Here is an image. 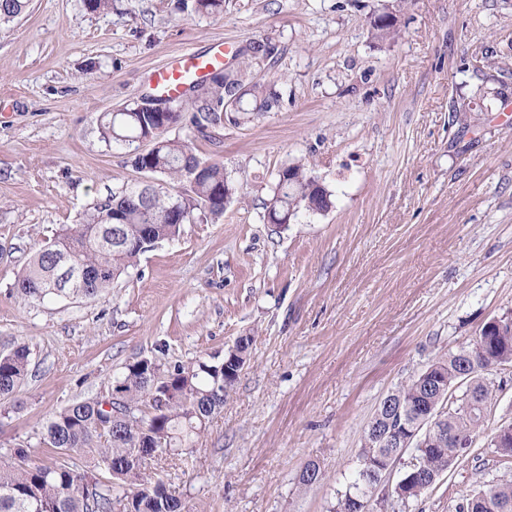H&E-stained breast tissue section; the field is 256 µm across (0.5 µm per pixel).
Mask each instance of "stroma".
<instances>
[{"label":"stroma","mask_w":512,"mask_h":512,"mask_svg":"<svg viewBox=\"0 0 512 512\" xmlns=\"http://www.w3.org/2000/svg\"><path fill=\"white\" fill-rule=\"evenodd\" d=\"M388 2L224 0L207 14L192 0H30L0 24V352L30 349L0 400V449L107 393L134 359L170 366L249 336L223 408L159 473L193 512H331L380 400L512 314V0H410L381 42L370 18ZM218 43L277 97L226 113L210 141L170 131L231 175L223 216L184 225L96 299L18 297L40 245L142 178L102 139L105 115L152 95L173 56ZM298 162L331 209L267 223L277 171ZM486 379L496 397L473 446L406 503L394 469L373 494L382 512H457L512 478L494 445L512 424V364ZM312 462L323 477L301 485Z\"/></svg>","instance_id":"obj_1"}]
</instances>
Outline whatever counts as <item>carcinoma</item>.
I'll list each match as a JSON object with an SVG mask.
<instances>
[{
	"instance_id": "carcinoma-1",
	"label": "carcinoma",
	"mask_w": 512,
	"mask_h": 512,
	"mask_svg": "<svg viewBox=\"0 0 512 512\" xmlns=\"http://www.w3.org/2000/svg\"><path fill=\"white\" fill-rule=\"evenodd\" d=\"M27 0H0V22L21 15ZM221 79L202 88L194 100L171 102L172 126H187L202 136L207 129L224 123L226 112H248L246 97L259 101L265 112L277 102L262 85L244 84L242 73L220 70ZM155 131L153 117L139 107L126 109L102 125V137L114 147L130 138L151 134L158 147L151 166L159 176L135 199L130 186L95 203L82 222L71 224L51 241L39 246L18 277L15 289L25 299L49 296L93 299L112 288L115 280L135 267L140 256L157 244L173 240L182 225L209 215L224 214V205L213 201L218 187L236 185L224 167L209 163L194 152L191 143ZM285 178H277L267 206V221L283 223L301 211H328L331 192L317 186L316 178L299 163L282 167ZM185 182L188 189L171 193L164 181ZM178 212L181 223L171 221ZM70 266L83 278L65 282ZM29 349L17 344L0 353V398H9L29 374ZM468 360L462 347L432 362L438 380L430 385L422 375L394 390L404 404L417 405L429 399L445 400L459 382L458 374ZM485 364L512 363V334L497 337L487 351ZM238 379L224 373V358L196 360L163 367L155 359L141 357L124 366L115 378L122 403L112 393L76 400L56 411L45 423L38 446L19 445L9 449L12 462L0 466V512H186L180 498L170 493L156 472L148 469L147 455L155 451L192 448L206 429L209 418L224 407V397ZM494 390L482 374L470 386V395L456 400L443 415L434 434L435 446L417 451L420 478L408 484V498L416 499L459 459L457 442L476 435L485 417L480 406L491 407ZM90 453L93 465L80 459ZM37 454L49 461H36ZM381 475L363 477L358 470L353 481L331 512H344L348 496L370 497ZM458 512H512V481L491 485V498L474 506L460 505Z\"/></svg>"
}]
</instances>
